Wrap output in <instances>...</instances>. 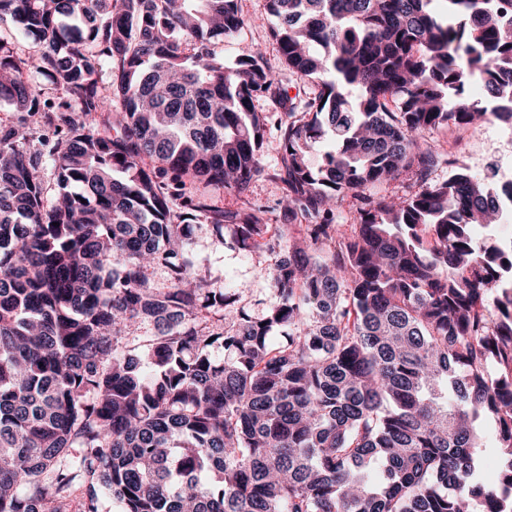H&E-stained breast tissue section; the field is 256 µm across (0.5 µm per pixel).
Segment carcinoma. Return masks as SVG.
I'll list each match as a JSON object with an SVG mask.
<instances>
[{"label":"carcinoma","instance_id":"carcinoma-1","mask_svg":"<svg viewBox=\"0 0 512 512\" xmlns=\"http://www.w3.org/2000/svg\"><path fill=\"white\" fill-rule=\"evenodd\" d=\"M7 22L61 97L0 36V512H512V183L432 181L453 160L426 139L512 123V0H266L299 101L258 45L216 55L238 0H0ZM267 176L278 224L209 203ZM201 222L275 256L265 311L197 273ZM263 163L270 174L276 170L280 164V137L275 126L271 125L265 134V140L261 151Z\"/></svg>","mask_w":512,"mask_h":512}]
</instances>
